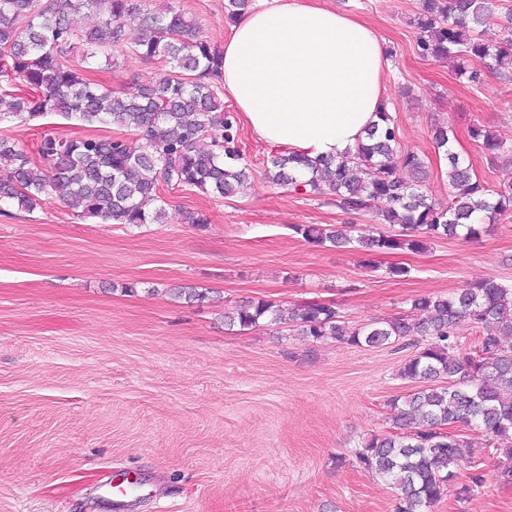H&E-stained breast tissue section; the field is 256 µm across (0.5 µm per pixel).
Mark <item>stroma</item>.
<instances>
[{
  "instance_id": "1",
  "label": "stroma",
  "mask_w": 512,
  "mask_h": 512,
  "mask_svg": "<svg viewBox=\"0 0 512 512\" xmlns=\"http://www.w3.org/2000/svg\"><path fill=\"white\" fill-rule=\"evenodd\" d=\"M367 21L388 53L386 97L402 149L427 156L424 191L447 204L448 160L436 127L477 178L496 189L512 177V74L422 56V0H322ZM199 33L223 45L225 0H179ZM161 71L129 55L92 77L128 94ZM502 141L490 154L469 130ZM132 139L48 114L0 123V138L35 151L44 134ZM251 170L231 197L162 188V224H106L50 200L32 212L0 204V512H112L103 488L129 478L122 512H394L397 491L349 453L392 428L390 403L416 388L399 369L414 346L315 340L290 324L227 329L224 312L271 300H320L349 327L409 312L412 299L476 281L512 283V220L481 224L473 239H437L426 251L366 255L319 247L296 224H355L390 232L375 214L273 186L276 145L240 126ZM197 210L198 229L181 213ZM408 268L404 277L390 268ZM133 293H122L126 283ZM207 290L186 304L169 287ZM484 475L468 500L448 494L428 512H512L504 459L484 433L462 430ZM344 465H337V457Z\"/></svg>"
}]
</instances>
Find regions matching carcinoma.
I'll list each match as a JSON object with an SVG mask.
<instances>
[{
    "label": "carcinoma",
    "instance_id": "carcinoma-1",
    "mask_svg": "<svg viewBox=\"0 0 512 512\" xmlns=\"http://www.w3.org/2000/svg\"><path fill=\"white\" fill-rule=\"evenodd\" d=\"M95 8L97 22L81 26L83 10ZM498 8V0H424L418 17V47L435 59L455 58L457 74L478 81L466 62L491 58L512 67V53L484 38L478 29ZM137 23L143 33L129 36ZM159 59L167 69L142 84L133 96L91 80L100 60L127 54ZM0 123L55 113L67 120L119 125L136 140L45 135L37 156L0 138V201L30 212L55 199L81 218L106 224H162L167 203L160 187H190L231 196L246 177L234 113L224 109L223 50L202 39L195 23L173 0L149 9V0H0ZM27 92L10 90L12 82ZM208 138L211 149L199 142ZM398 128L386 109L366 137L340 161L310 159L280 151L268 159V178L279 187L303 188L309 197L330 196L346 214L377 211L399 234L353 235V225L296 224L294 233L323 246L353 245L370 252L406 249L417 253L436 239L479 234L476 213L512 215V179L491 193L473 178L471 167L447 151L448 182L454 194L442 208L422 190L425 161L416 152H397ZM411 173L405 180L400 169ZM411 309L426 311L418 322L408 316L350 329L336 308L308 302L284 308L261 300L224 315L241 328L297 324L305 336L331 337L349 345L378 347L409 336L430 338L400 368V376L420 383L392 400L393 430L374 435L353 450L363 468L400 491L395 512H425L449 492L454 468L469 465L458 488L467 500L484 482L475 460L464 454L457 426L480 430L488 445L507 457L503 481L512 480V284L481 280L448 295L420 297ZM468 320L474 342L463 345L456 324Z\"/></svg>",
    "mask_w": 512,
    "mask_h": 512
}]
</instances>
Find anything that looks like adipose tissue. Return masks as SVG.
Masks as SVG:
<instances>
[{"instance_id": "obj_1", "label": "adipose tissue", "mask_w": 512, "mask_h": 512, "mask_svg": "<svg viewBox=\"0 0 512 512\" xmlns=\"http://www.w3.org/2000/svg\"><path fill=\"white\" fill-rule=\"evenodd\" d=\"M387 68L367 22L316 0H261L224 43L223 86L259 140L338 157L386 104Z\"/></svg>"}]
</instances>
